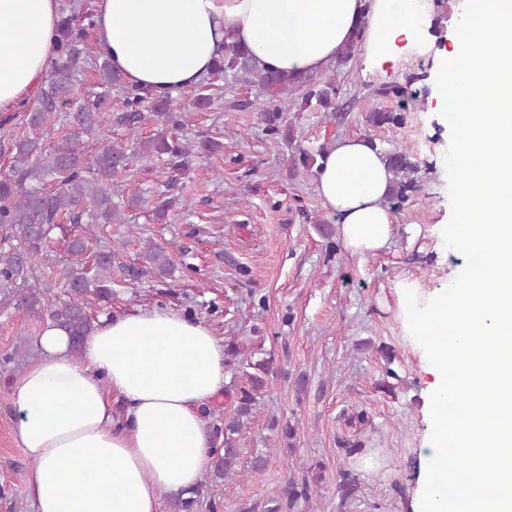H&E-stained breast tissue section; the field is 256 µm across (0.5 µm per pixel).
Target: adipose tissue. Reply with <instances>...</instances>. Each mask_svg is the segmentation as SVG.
I'll return each instance as SVG.
<instances>
[{"label":"adipose tissue","mask_w":512,"mask_h":512,"mask_svg":"<svg viewBox=\"0 0 512 512\" xmlns=\"http://www.w3.org/2000/svg\"><path fill=\"white\" fill-rule=\"evenodd\" d=\"M58 0H0V112L20 109L56 58ZM433 0H98L96 45L124 81L156 96L196 86L224 55L226 37L259 67L321 73L355 32L366 75L436 46ZM449 64L437 66L438 106L456 145L459 183L447 246L479 258L458 283L398 279L397 318L431 375L437 422L425 446L417 512H512V0H467ZM393 175L358 136L336 140L316 189L354 255L388 248ZM470 225L467 236L454 233ZM39 358L10 385L16 439L32 466L33 512H160L185 496L213 454L200 410L224 394V340L202 320L166 309L101 316L73 356L68 333L47 324ZM491 403L496 426L477 406ZM455 414L453 424L442 415ZM464 457V470L451 469ZM495 481L500 491L485 494Z\"/></svg>","instance_id":"ef3b65f1"}]
</instances>
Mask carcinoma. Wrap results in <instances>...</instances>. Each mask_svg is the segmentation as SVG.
<instances>
[{"label":"carcinoma","instance_id":"obj_1","mask_svg":"<svg viewBox=\"0 0 512 512\" xmlns=\"http://www.w3.org/2000/svg\"><path fill=\"white\" fill-rule=\"evenodd\" d=\"M56 52L57 59L39 93L37 105L0 118V130L10 155L8 172L0 178V298L9 305L32 310L40 305L37 292L42 284L40 268L44 267L42 261L46 259L54 232L64 221L79 227L82 233L68 244L73 259L59 270L65 299L50 312L55 324L68 331L77 353L93 329L88 309L112 295V269H118L130 281L151 276L164 283L174 274L167 248L151 240L136 263L124 262L116 248L99 251L91 259L85 257L86 239L98 234L99 226L127 224L129 231L135 230L125 210L136 208V201L118 200L112 188V177L127 168L129 155L125 145L112 140L109 130L116 125L133 132L149 112L162 124L160 132L143 142L138 151L146 162L155 158L164 161L170 173L152 208L154 221L161 224L167 222L178 201L174 191L187 172L192 153L215 152L221 145L209 139L192 141L179 135L184 104L169 96L154 97L142 88L126 85L107 62L98 68L102 91L86 99L75 97L77 66L92 56L93 47L84 40V32L73 26L69 14H62L58 23ZM212 76L224 77L226 90L231 88L232 81L243 82L270 95L273 102L293 96L300 112L313 105L326 112L337 109L338 88L330 79L261 68L248 50L235 43L224 44V57L214 67ZM114 92L123 100L120 112L112 111ZM377 95L398 100L400 107L398 112L373 109L368 121L378 127L400 123L402 113L417 102L416 93L397 83L382 86ZM55 124L62 126L61 134L47 143L44 133ZM285 139L295 145L294 166L307 171L316 166L317 158L324 153L322 146L315 152L303 147L302 137L291 124ZM385 157L393 174L389 199L401 204L415 189L411 173L417 170V165L406 152H389ZM251 368L255 372L247 374L248 385L237 393L233 414L224 417V448L210 468L212 479H228L242 471L256 476L264 470L266 455L259 451L245 461L244 469H239V435L269 385L268 361H258ZM201 491L198 487L190 496L176 500L177 512H194L200 505ZM307 493V482L299 484L291 480L281 495L273 499L275 505L265 512H281L284 505L291 509Z\"/></svg>","mask_w":512,"mask_h":512}]
</instances>
